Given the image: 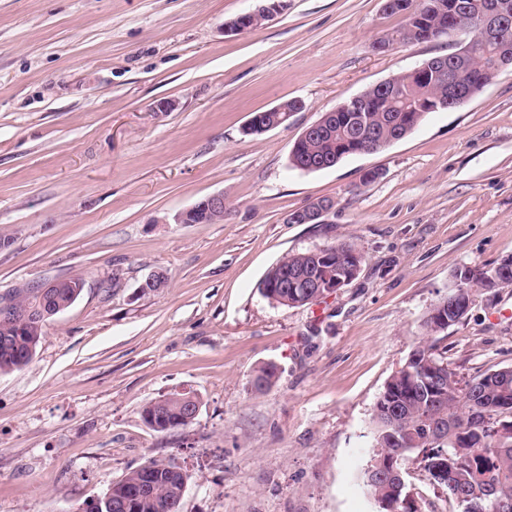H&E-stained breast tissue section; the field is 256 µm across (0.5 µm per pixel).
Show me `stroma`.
Returning <instances> with one entry per match:
<instances>
[{
  "label": "stroma",
  "instance_id": "obj_1",
  "mask_svg": "<svg viewBox=\"0 0 512 512\" xmlns=\"http://www.w3.org/2000/svg\"><path fill=\"white\" fill-rule=\"evenodd\" d=\"M259 4L0 0V296L85 284L0 373V512H78L151 459L187 474L181 512H376L380 394L455 274L512 256V67L381 151L299 171L290 150L324 112L455 45L373 51L400 22L383 0H282L225 34ZM289 99L286 125L244 134ZM217 193L223 221L174 222ZM321 198L325 223H289ZM340 243L362 262L335 294L260 293L285 254ZM154 270L166 287L141 292ZM444 336L461 377L512 367V286L474 288ZM189 392V425L144 421ZM266 2L257 9L241 14L235 19L225 23L226 34H244L252 32L263 20H269L280 8L279 0H263Z\"/></svg>",
  "mask_w": 512,
  "mask_h": 512
}]
</instances>
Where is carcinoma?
Returning a JSON list of instances; mask_svg holds the SVG:
<instances>
[{"instance_id": "carcinoma-1", "label": "carcinoma", "mask_w": 512, "mask_h": 512, "mask_svg": "<svg viewBox=\"0 0 512 512\" xmlns=\"http://www.w3.org/2000/svg\"><path fill=\"white\" fill-rule=\"evenodd\" d=\"M473 0H393L389 16L400 15L403 24L377 39L392 48L431 42L448 36V28L464 24L470 14L462 5ZM428 73L421 78L403 72L389 78V88L371 86L362 92L366 104L358 112L349 101L328 113L319 131L300 135L290 152L291 167L306 172L331 168L344 158L364 153L368 135L391 144L411 133L425 118L444 111L448 80L480 94L502 68L512 65V34L508 42L490 44L475 40L460 56L427 59ZM358 254L352 244L288 253L266 273L261 292L270 303L301 307L322 298L325 277L344 276ZM460 287L434 309L448 323L429 313L423 321L427 340L419 344L405 364L385 385L373 418L377 452L362 474V482L378 505V512H418L408 485L390 479L389 473L408 461L423 463L431 484L445 490L453 512H512V367H503L463 380L445 362L440 343L448 327L457 324L456 309L470 307L474 287L512 285V257L491 268L474 269L473 279L457 273ZM76 280H63L53 289L49 303L65 310L79 297ZM44 325L35 321L0 323V373L25 367L32 360ZM187 395L148 404L144 420L157 432L188 425ZM448 423L442 443L430 439L433 422ZM152 488L147 496L134 497L130 487L144 479L145 469L129 472L99 498L100 512H180L181 475L171 462L151 460Z\"/></svg>"}]
</instances>
